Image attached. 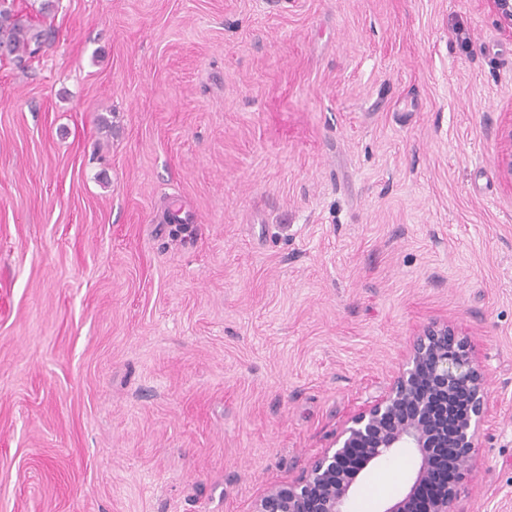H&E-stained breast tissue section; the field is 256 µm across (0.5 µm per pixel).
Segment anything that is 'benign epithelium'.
Instances as JSON below:
<instances>
[{
    "mask_svg": "<svg viewBox=\"0 0 512 512\" xmlns=\"http://www.w3.org/2000/svg\"><path fill=\"white\" fill-rule=\"evenodd\" d=\"M490 2L500 25L512 32V0ZM499 140L498 166L512 185V119L501 127ZM489 411L486 375L468 341L454 326L431 322L385 391L351 415L333 444L295 479L268 487L251 512H351L364 473L403 451L415 458L414 473L404 493L381 512H409L422 485L438 492L421 512H456ZM448 447L456 449L451 485L436 462L439 449Z\"/></svg>",
    "mask_w": 512,
    "mask_h": 512,
    "instance_id": "obj_1",
    "label": "benign epithelium"
}]
</instances>
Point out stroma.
Returning <instances> with one entry per match:
<instances>
[{
	"label": "stroma",
	"instance_id": "1",
	"mask_svg": "<svg viewBox=\"0 0 512 512\" xmlns=\"http://www.w3.org/2000/svg\"><path fill=\"white\" fill-rule=\"evenodd\" d=\"M41 3L52 40L0 54V512H250L433 321L491 396L457 508L512 512L488 0Z\"/></svg>",
	"mask_w": 512,
	"mask_h": 512
}]
</instances>
